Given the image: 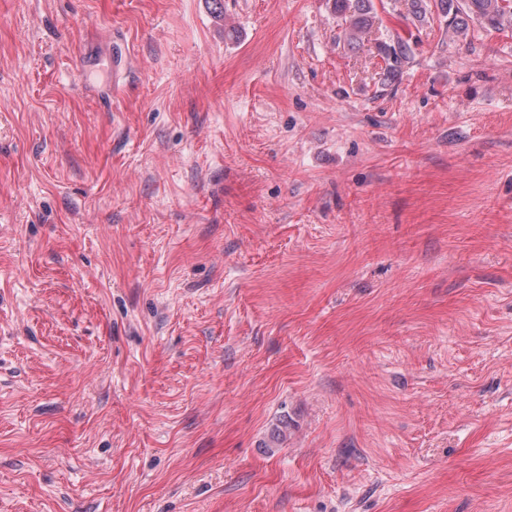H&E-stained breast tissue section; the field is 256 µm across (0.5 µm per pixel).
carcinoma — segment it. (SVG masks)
<instances>
[{
	"label": "carcinoma",
	"instance_id": "cac0c4a2",
	"mask_svg": "<svg viewBox=\"0 0 512 512\" xmlns=\"http://www.w3.org/2000/svg\"><path fill=\"white\" fill-rule=\"evenodd\" d=\"M336 16L344 20V40L353 49L363 46L374 25L373 0H332ZM445 19L451 34L457 38L468 35L470 26L479 22L493 29L512 25V0H410V12L423 20L431 11ZM387 61L383 81L392 83L399 77L403 64L409 58V47L398 37L381 47ZM288 434V421H279L269 432L264 447L271 451L281 447Z\"/></svg>",
	"mask_w": 512,
	"mask_h": 512
}]
</instances>
